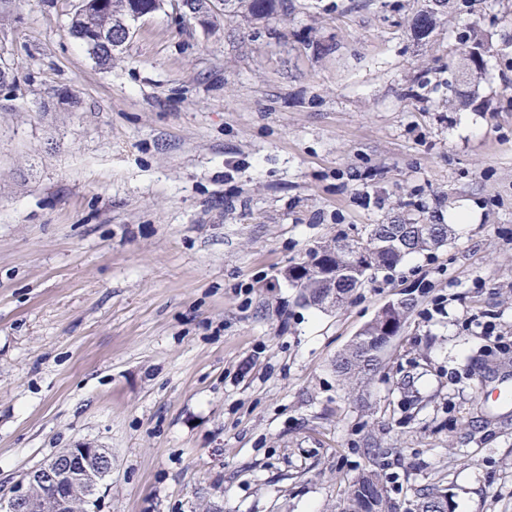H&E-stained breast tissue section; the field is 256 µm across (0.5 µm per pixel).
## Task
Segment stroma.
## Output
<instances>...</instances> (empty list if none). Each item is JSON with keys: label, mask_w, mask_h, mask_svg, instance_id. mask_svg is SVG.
<instances>
[{"label": "stroma", "mask_w": 512, "mask_h": 512, "mask_svg": "<svg viewBox=\"0 0 512 512\" xmlns=\"http://www.w3.org/2000/svg\"><path fill=\"white\" fill-rule=\"evenodd\" d=\"M165 5L110 66L79 0H0V489L112 451L97 512H512V0ZM482 67L458 72L473 38ZM448 242L306 307L290 266L375 224ZM413 308L357 390L342 350ZM276 0H224V11L246 13L254 19L270 18L276 11ZM347 279L353 281L351 279V277H349V276L345 277V278L340 277L338 279V281L336 282V293L333 291V292H329L325 296H323V298L321 300V304H320L321 307L326 306L328 308H335V307L340 308L348 302V300L353 295L355 290L357 288H359L360 280L357 281L355 288H351L353 282L351 283ZM336 295H339L344 299L337 306H336ZM387 507L380 474L376 470L362 473L347 491L338 512H392Z\"/></svg>", "instance_id": "stroma-1"}]
</instances>
